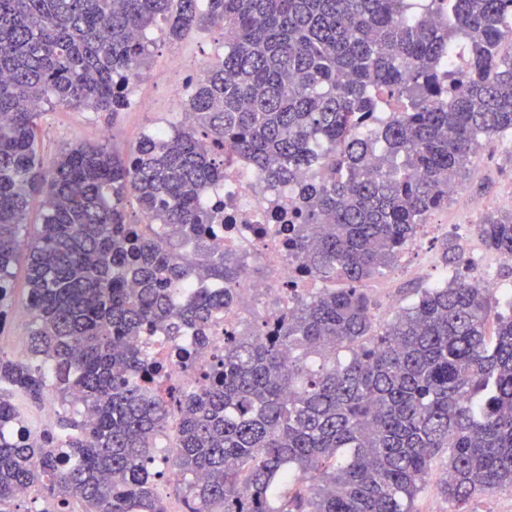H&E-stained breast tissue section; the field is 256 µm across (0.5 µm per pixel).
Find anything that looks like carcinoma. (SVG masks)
<instances>
[{
  "label": "carcinoma",
  "instance_id": "carcinoma-1",
  "mask_svg": "<svg viewBox=\"0 0 512 512\" xmlns=\"http://www.w3.org/2000/svg\"><path fill=\"white\" fill-rule=\"evenodd\" d=\"M158 20L165 42L224 30L189 121L125 157L80 144L44 163L46 107L123 111ZM506 132L512 0H0V307L23 258L30 317L26 361L0 351V512L31 488L59 512H168L160 461L186 478L187 512H414L441 452L449 502L512 490V289L494 300L457 275L378 327L361 289ZM226 153L269 183L324 170L288 250L343 287L225 336L200 388L152 393L154 328L190 357L241 297L237 254L208 244ZM477 231L512 256V212ZM189 245L214 287L180 302ZM492 300L509 311L493 334ZM47 392L62 412L33 438L12 397Z\"/></svg>",
  "mask_w": 512,
  "mask_h": 512
}]
</instances>
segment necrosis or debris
Segmentation results:
<instances>
[{
    "label": "necrosis or debris",
    "instance_id": "1",
    "mask_svg": "<svg viewBox=\"0 0 512 512\" xmlns=\"http://www.w3.org/2000/svg\"><path fill=\"white\" fill-rule=\"evenodd\" d=\"M211 195L224 229L210 242L246 256L239 283L255 300L270 302L265 318L273 320L287 307L289 289L300 293L311 290L310 278L300 273L286 247L294 189L270 185L255 174L244 157L235 155L225 159L224 181L212 189ZM256 263L265 268L266 278L254 277L252 266ZM248 326V320L237 309L215 317L207 330V349L190 365L172 352L163 332H155L153 356L164 365L163 385L197 388L214 355L223 353L225 335L244 331Z\"/></svg>",
    "mask_w": 512,
    "mask_h": 512
}]
</instances>
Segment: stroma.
<instances>
[{"label":"stroma","mask_w":512,"mask_h":512,"mask_svg":"<svg viewBox=\"0 0 512 512\" xmlns=\"http://www.w3.org/2000/svg\"><path fill=\"white\" fill-rule=\"evenodd\" d=\"M224 51V32L210 31L176 42H160L148 65L133 85L131 104L110 117L89 109L58 108L47 111L40 121L41 155L52 160L76 144H107L124 155L147 130L168 126L177 118L186 85L197 80L208 64ZM462 197L431 214L428 233L418 234L393 268L365 282L364 289L376 303L378 323L391 321L413 303L419 289L443 283L444 256L458 238L448 227L463 224L467 237L478 242L477 224L492 213L502 212L501 198L512 185V134L494 138L480 146L463 172ZM12 305L0 329V350L20 359L27 352L30 318L24 302L27 283L24 266L14 268Z\"/></svg>","instance_id":"obj_1"}]
</instances>
